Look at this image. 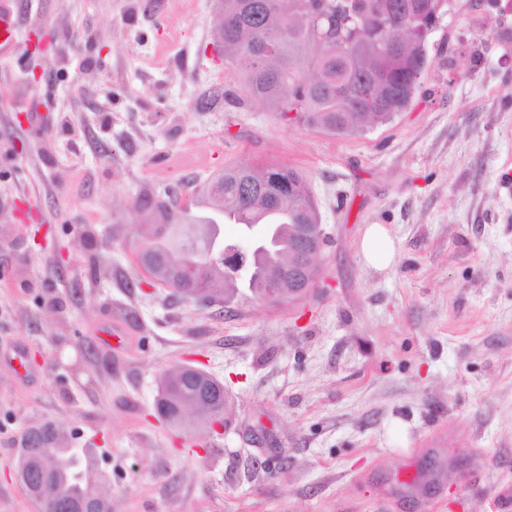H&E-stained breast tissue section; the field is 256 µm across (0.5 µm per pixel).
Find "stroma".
<instances>
[{"instance_id":"obj_1","label":"stroma","mask_w":512,"mask_h":512,"mask_svg":"<svg viewBox=\"0 0 512 512\" xmlns=\"http://www.w3.org/2000/svg\"><path fill=\"white\" fill-rule=\"evenodd\" d=\"M451 0L411 105L360 135L231 105L218 0H13L0 57V512L19 449H91L112 512H512V10ZM50 41L33 53L29 34ZM217 101L202 107L204 95ZM296 168L328 244L300 299L203 309L134 249L145 195ZM386 226L391 266L361 241ZM122 325L115 349L100 328ZM25 355V368L13 356ZM224 385L221 429L158 379ZM362 256L367 265L375 269L388 267L395 258L394 241L381 224L369 225L361 243Z\"/></svg>"}]
</instances>
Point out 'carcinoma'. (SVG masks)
I'll list each match as a JSON object with an SVG mask.
<instances>
[{"instance_id": "cac0c4a2", "label": "carcinoma", "mask_w": 512, "mask_h": 512, "mask_svg": "<svg viewBox=\"0 0 512 512\" xmlns=\"http://www.w3.org/2000/svg\"><path fill=\"white\" fill-rule=\"evenodd\" d=\"M448 13V0H221L218 33L224 63L242 71V93L224 90V101L265 103L278 115L334 135L363 132L404 111L426 70L433 19ZM150 223L138 239L140 264L155 281L183 297L176 270L197 262L212 224L270 228L268 246L250 258L249 288L259 285L270 262L288 263L295 224L320 218L315 197L297 170L273 163L227 167L203 187L193 207L147 199ZM224 292L236 286L224 263L209 268ZM186 403L209 421L224 412V396L203 401L194 378L177 366L162 373L156 407ZM46 493L75 500L97 494L103 478L93 464L80 468L70 448H51Z\"/></svg>"}]
</instances>
